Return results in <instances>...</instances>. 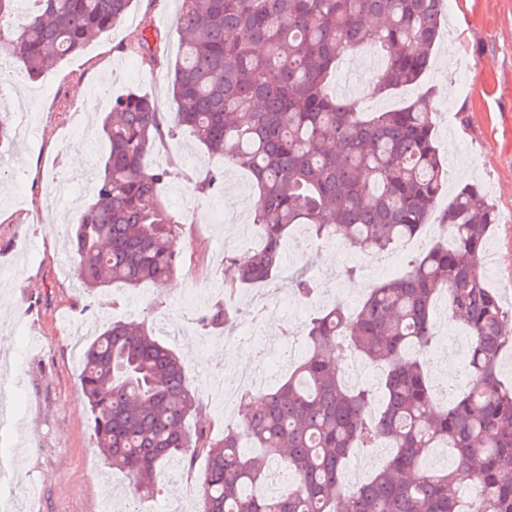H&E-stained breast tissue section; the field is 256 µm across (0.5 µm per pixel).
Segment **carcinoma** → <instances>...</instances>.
<instances>
[{
  "label": "carcinoma",
  "mask_w": 512,
  "mask_h": 512,
  "mask_svg": "<svg viewBox=\"0 0 512 512\" xmlns=\"http://www.w3.org/2000/svg\"><path fill=\"white\" fill-rule=\"evenodd\" d=\"M442 0H181L180 54L171 66L174 128L224 162L251 172L258 191L256 249L227 256L224 301L196 314L203 328L239 316L238 285L266 281L285 264V237L302 224L383 254L419 235L446 180L425 101L366 113L326 87L338 62L362 44L386 57L373 92L403 88L429 67ZM132 0H0V54L38 80L48 64L80 53L123 23ZM143 63L164 58L148 21L132 32ZM106 152L91 201L70 235L89 289L164 284L176 271L181 221L161 200L165 172L144 156L169 136L155 103L130 89L102 120ZM224 170L203 171L195 188L213 194ZM497 213L479 186L465 185L441 214L449 232L415 255L399 277L368 289L355 311L337 303L312 318L308 349L284 382L247 388L242 429L213 438L190 429L196 411L180 357L143 322L112 323L84 348L80 383L98 447L139 496L155 493L156 470L174 457L205 460L202 512H512V387L501 358L512 352V313L488 288L482 254ZM293 294L312 300L307 275ZM470 334L468 387L441 404L423 353L435 339L440 289ZM358 355L382 371L381 389H353L336 360ZM389 441L393 453L369 482L342 488L350 453ZM450 448L444 468L426 460ZM289 486L264 489L272 463Z\"/></svg>",
  "instance_id": "obj_1"
}]
</instances>
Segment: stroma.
Returning a JSON list of instances; mask_svg holds the SVG:
<instances>
[{"label": "stroma", "instance_id": "stroma-1", "mask_svg": "<svg viewBox=\"0 0 512 512\" xmlns=\"http://www.w3.org/2000/svg\"><path fill=\"white\" fill-rule=\"evenodd\" d=\"M179 0H133L126 21L103 34L74 57L60 61L37 82L20 74L19 63L0 58V110L32 113L37 120L31 139L13 137L0 168V303L10 313L0 318V382L10 390L0 402V464L15 486L12 512H199L204 460L194 467L168 462L155 475L156 494L136 498L128 476L113 470L97 448L90 412L81 390V344L68 332L73 324L101 329L112 322L143 320L159 339L180 354L190 391L198 407L189 426L206 427L211 436L236 425L238 410H225L222 397L211 394L213 380L238 368L254 349L238 344L247 333L246 319L233 325V342L221 328L203 330L191 316L224 299V281L232 275L224 264L225 245L233 226L219 214L236 216L248 227L237 248L254 245L257 229L252 213L257 190L249 175L224 165L207 153L189 130L176 129L146 157L147 167L166 170L159 192L164 203L195 233H180L178 269L173 286L141 284L117 293L88 291L77 277L62 276L61 260L71 259L67 231L93 195L98 166L105 151L102 137L88 138L82 129L90 118L108 111L114 92L135 87L150 95L162 115L175 110L169 62L179 54ZM151 21L164 36L166 65L143 67L129 33ZM334 90L355 81L366 110L383 112L427 95L435 114L436 140L448 162V191L439 200L446 209L460 186L478 184L493 203L498 222L487 248L494 263L486 284L512 303V0H450L444 9L442 35L432 66L422 82L381 95L369 94L374 75L362 69L350 75L339 64ZM81 147L82 179L64 164L68 151ZM224 168V189L198 194L200 171ZM438 214L431 224H439ZM314 249L311 276L323 288L324 304L342 301L355 308L361 293L352 283L336 281L327 265L329 248L294 229L288 249L300 244ZM283 280L266 286L274 322H263L262 335L272 338L290 327L304 338L313 308L288 316L275 297Z\"/></svg>", "mask_w": 512, "mask_h": 512}]
</instances>
